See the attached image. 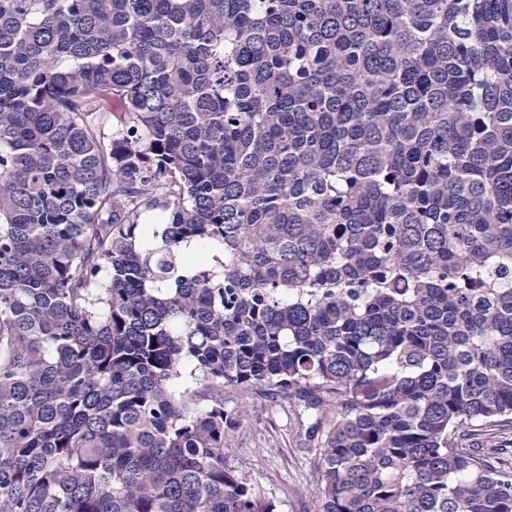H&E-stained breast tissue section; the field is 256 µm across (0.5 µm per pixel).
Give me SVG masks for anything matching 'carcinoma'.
<instances>
[{
	"instance_id": "cac0c4a2",
	"label": "carcinoma",
	"mask_w": 512,
	"mask_h": 512,
	"mask_svg": "<svg viewBox=\"0 0 512 512\" xmlns=\"http://www.w3.org/2000/svg\"><path fill=\"white\" fill-rule=\"evenodd\" d=\"M227 392L512 512V0H0V512H275Z\"/></svg>"
}]
</instances>
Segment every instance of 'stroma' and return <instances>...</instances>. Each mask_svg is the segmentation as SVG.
I'll return each instance as SVG.
<instances>
[{"label":"stroma","mask_w":512,"mask_h":512,"mask_svg":"<svg viewBox=\"0 0 512 512\" xmlns=\"http://www.w3.org/2000/svg\"><path fill=\"white\" fill-rule=\"evenodd\" d=\"M257 411L246 418L226 451L230 465L258 481L275 512H312L315 458L299 448L280 398L251 397Z\"/></svg>","instance_id":"stroma-1"}]
</instances>
